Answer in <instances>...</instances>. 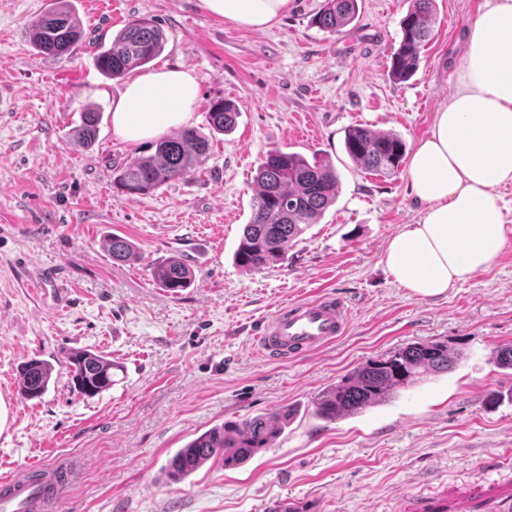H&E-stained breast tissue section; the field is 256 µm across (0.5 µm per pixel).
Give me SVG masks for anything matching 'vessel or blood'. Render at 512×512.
Masks as SVG:
<instances>
[{"instance_id":"1","label":"vessel or blood","mask_w":512,"mask_h":512,"mask_svg":"<svg viewBox=\"0 0 512 512\" xmlns=\"http://www.w3.org/2000/svg\"><path fill=\"white\" fill-rule=\"evenodd\" d=\"M348 324L345 302L327 293L278 308L261 326L256 346L260 354L272 360L311 356L343 336ZM26 474L22 468L9 479L12 493L0 498V512H45L46 505L32 503V490L24 482Z\"/></svg>"}]
</instances>
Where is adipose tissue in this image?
<instances>
[{
  "instance_id": "ef3b65f1",
  "label": "adipose tissue",
  "mask_w": 512,
  "mask_h": 512,
  "mask_svg": "<svg viewBox=\"0 0 512 512\" xmlns=\"http://www.w3.org/2000/svg\"><path fill=\"white\" fill-rule=\"evenodd\" d=\"M211 16L265 31L292 0H201ZM199 87L188 69L164 67L129 80L112 103V127L129 144L159 137L192 117ZM411 196L424 209L385 251L390 273L431 298L469 281L505 245V206L495 190L512 182V0H488L470 25L454 90L408 165Z\"/></svg>"
}]
</instances>
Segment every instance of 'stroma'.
<instances>
[{
    "mask_svg": "<svg viewBox=\"0 0 512 512\" xmlns=\"http://www.w3.org/2000/svg\"><path fill=\"white\" fill-rule=\"evenodd\" d=\"M50 0H0V482L59 456L87 461L58 512H501L512 501V370L493 350L512 344V182L499 186L506 243L496 261L446 295L420 299L383 255L416 223L407 172L376 176L344 150L348 128L401 137L414 150L448 99L467 30L486 0H436L432 39L416 74L388 75L410 0H358L355 21L314 24L326 0H293L253 32L200 0H70L83 39L73 54L39 55L30 23ZM146 18L167 42L149 70L181 66L200 86L190 125L206 130L212 101L235 102L233 132L215 135L198 173L129 198L114 169L153 153L112 131L124 79L94 66L95 41ZM100 114L96 140L73 130ZM273 149L330 159L339 193L284 259L246 272L234 262L251 215L256 169ZM132 241L135 261L102 244ZM171 256L195 283L173 295L153 264ZM322 293L349 309L346 333L320 353L259 355L255 337L283 305ZM429 340L461 346L452 370L424 376L390 401L333 421L313 403L367 359ZM87 349L125 370L102 395L72 389L68 353ZM50 362L42 398L24 399L22 365ZM297 413L246 463L211 461L181 482L173 454L206 430L283 407Z\"/></svg>",
    "mask_w": 512,
    "mask_h": 512,
    "instance_id": "stroma-1",
    "label": "stroma"
}]
</instances>
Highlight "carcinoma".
<instances>
[{
  "label": "carcinoma",
  "instance_id": "cac0c4a2",
  "mask_svg": "<svg viewBox=\"0 0 512 512\" xmlns=\"http://www.w3.org/2000/svg\"><path fill=\"white\" fill-rule=\"evenodd\" d=\"M435 0H411L400 22L402 37L391 57L390 74L397 81L409 79L421 61V51L432 32ZM357 0H327L314 23L335 33L354 22ZM35 49L47 58L71 51L82 39L80 21L68 0H52L49 8L30 28ZM163 30L146 18L128 22L95 55L97 70L107 77H121L141 68L163 50ZM239 107L219 100L208 112L209 134L186 129L159 142L155 151L134 159L116 171L115 183L127 195H148L171 180L195 173L209 158L210 135L231 132ZM100 114L81 115L76 136L86 145L95 140ZM344 148L356 167L373 173L395 174L405 155L403 141L391 134H378L354 126L346 130ZM255 195L248 224L243 228L236 263L248 271H260L283 260L290 244L308 225L318 223L336 201L338 182L330 161L316 157L310 162L298 153L273 150L259 164L254 177ZM112 261L126 263L135 258L127 239L113 236L107 241ZM151 277L172 294L190 287L194 277L181 257H171L151 267ZM462 351L446 341L414 343L380 358L369 359L324 390L315 401V413L335 420L391 400L396 393L428 373L447 372L461 360ZM74 391L92 398L112 387V360L89 351L68 355ZM53 367L40 360L27 361L21 370L20 391L32 400L48 390ZM291 413L271 411L231 424L215 426L178 449L168 461L166 475L180 482L206 462L219 459L228 468L237 467L269 447L288 425Z\"/></svg>",
  "mask_w": 512,
  "mask_h": 512
}]
</instances>
